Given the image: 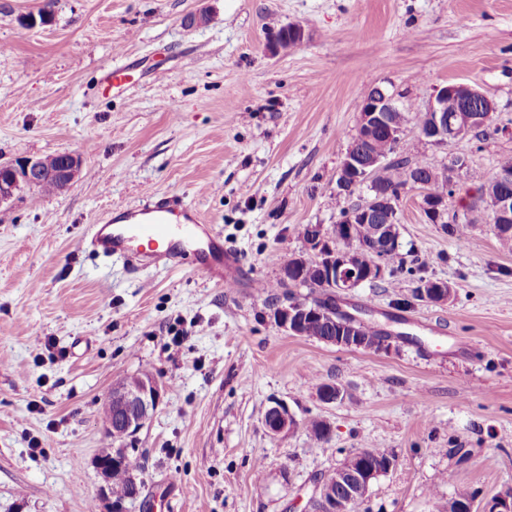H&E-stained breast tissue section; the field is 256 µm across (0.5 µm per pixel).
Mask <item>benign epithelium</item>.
I'll return each mask as SVG.
<instances>
[{
	"label": "benign epithelium",
	"instance_id": "7a95c632",
	"mask_svg": "<svg viewBox=\"0 0 512 512\" xmlns=\"http://www.w3.org/2000/svg\"><path fill=\"white\" fill-rule=\"evenodd\" d=\"M456 103L453 114H448V99ZM397 111L395 95L381 87L372 88L363 100L358 113V127L353 143L337 172L336 193L349 194L363 184H368L369 196L363 201L345 208L339 223L345 225V231L352 245L345 250L336 249L332 239L327 236L320 225L310 227L306 239L308 250L312 255H298L289 259L281 269L280 279L286 284H293L296 270L315 268L321 272L322 287L335 294L344 296L367 281L384 278L386 268L383 261L375 263L365 261L367 253H384L399 246L400 232L396 230L397 202L399 197L391 190L381 186L375 177L384 165V157L377 151L359 148L363 143H372L377 136H384L398 144L402 139V129L388 120L387 113ZM496 106L477 87L468 83H450L440 87L435 99L422 111L427 119L426 130L420 139L436 146L447 147L472 134L474 130L486 125ZM64 174L69 182H74L82 167L79 155L65 153ZM466 167V160L461 155L452 157L448 171L427 170V174L448 180V187L454 188V172ZM57 174L45 159L26 160L17 165L0 166V203L10 199L14 192L25 184L35 186ZM425 174V175H427ZM425 175L415 174L408 177V183L423 189L421 208L434 224L445 221L448 215V198L437 197L426 191ZM512 184V168L501 167L494 174L492 181L483 189V197L491 203L489 223L509 224L512 222V196L497 190V186ZM418 294L423 299L444 303L451 295L448 283L423 281L417 284ZM326 314L323 307L312 300H300L288 297L272 308L274 322L293 336L307 335L310 321ZM351 321L340 318L337 336L328 343L347 349H368L367 342L358 334L357 322L365 318L348 313ZM163 393V386L153 376L141 375L124 377L116 381L106 396L103 409L113 415V421L107 429V435L114 442H123L135 437L151 419L156 411ZM264 424L274 436L284 435L296 426L294 416L288 409L277 404L268 409ZM129 456V449L119 448L110 460L95 459L97 470L103 476L105 486L102 493L111 496L110 483L112 467L120 464ZM379 476L374 470H366L356 475L344 496L336 495L334 487L344 483L345 474L338 468L316 478L313 494L309 499L311 512H353V505L363 500L369 493L374 479ZM479 512H512V491L495 496L484 503Z\"/></svg>",
	"mask_w": 512,
	"mask_h": 512
}]
</instances>
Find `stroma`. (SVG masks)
I'll return each mask as SVG.
<instances>
[{"label": "stroma", "mask_w": 512, "mask_h": 512, "mask_svg": "<svg viewBox=\"0 0 512 512\" xmlns=\"http://www.w3.org/2000/svg\"><path fill=\"white\" fill-rule=\"evenodd\" d=\"M291 23L304 42L273 52ZM1 48L0 164L83 165L63 193L23 185L0 204V512H108L103 402L144 372L165 390L125 442L143 481L126 512H306L314 477L362 448L393 465L357 512H448L457 491L512 489V252L494 225L447 234L402 189V269L346 297L399 331L384 351L289 335L259 288L306 253L304 225L333 232L366 196L337 195L336 172L373 87L420 112L464 82L497 106L488 139L441 149L407 132L399 154L438 171L466 156L461 184L512 157V0H0ZM126 63L132 86L104 90ZM162 191L235 249L240 287L98 257L90 224ZM416 258L448 303L414 297ZM325 383L340 399L321 401ZM277 402L296 426L275 438Z\"/></svg>", "instance_id": "1"}]
</instances>
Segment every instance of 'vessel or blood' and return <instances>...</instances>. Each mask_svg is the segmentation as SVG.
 Masks as SVG:
<instances>
[{
  "instance_id": "1",
  "label": "vessel or blood",
  "mask_w": 512,
  "mask_h": 512,
  "mask_svg": "<svg viewBox=\"0 0 512 512\" xmlns=\"http://www.w3.org/2000/svg\"><path fill=\"white\" fill-rule=\"evenodd\" d=\"M90 235L97 250L115 258L166 270L189 261L225 287L237 282L235 256L222 236L203 224L193 204L166 192L151 204L115 209Z\"/></svg>"
}]
</instances>
